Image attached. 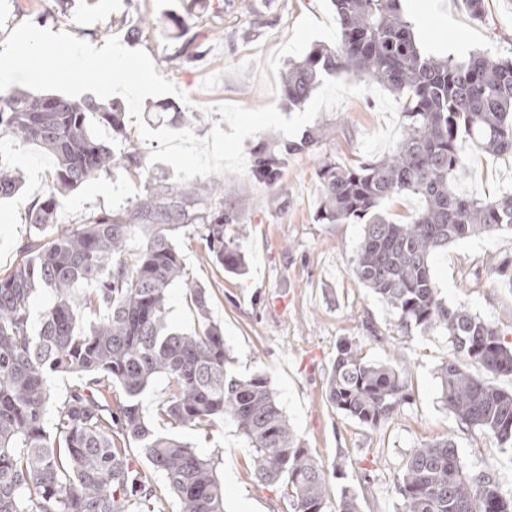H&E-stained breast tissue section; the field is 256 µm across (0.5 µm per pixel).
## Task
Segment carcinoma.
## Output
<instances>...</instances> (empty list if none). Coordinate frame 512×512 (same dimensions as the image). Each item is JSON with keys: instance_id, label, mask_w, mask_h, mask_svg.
<instances>
[{"instance_id": "obj_1", "label": "carcinoma", "mask_w": 512, "mask_h": 512, "mask_svg": "<svg viewBox=\"0 0 512 512\" xmlns=\"http://www.w3.org/2000/svg\"><path fill=\"white\" fill-rule=\"evenodd\" d=\"M333 5L336 47L288 62L284 100L298 107L321 77L352 75L394 96L403 133L382 158L322 162L317 219L363 225L352 274L395 312L402 331L447 332L451 358L438 372L441 402L461 423L512 452V391L460 364L465 359L512 375V345L490 323L446 305L430 264L453 241L512 231V193L476 198L454 188L467 169L466 147L493 157L512 154V59L488 51L463 60L423 53L400 0ZM90 113L123 135L117 105L22 91L0 96V135L55 159L51 191L28 207L32 234L18 246L21 259L0 275V512H153V490L131 462L133 444L163 475L179 512H224L216 466L177 434L155 430L143 414L142 397L159 375L170 384L159 415L171 428L233 421L252 449L258 483L280 485L293 512H328L325 466L300 443L269 378L230 369L223 330L210 316L209 290L184 279L176 240L188 226L197 228L214 263L233 274L246 269L240 246L224 240V210L197 207L199 196L178 185L149 184L130 208L83 224L56 223L61 197L118 167L140 165L137 152L118 156L96 137ZM320 138L315 129L277 152L259 151L253 176L275 181L284 155L308 152ZM21 186L19 173L0 162V199ZM403 194L418 197L421 206L408 220L395 221L382 204ZM494 274V282L512 288V259L497 264ZM178 282L198 317L192 333L167 324L169 289ZM43 288L54 299L35 327L31 302ZM82 313L95 320L79 324ZM52 374L79 379L59 403L47 384ZM114 385L124 394L119 402L112 400ZM325 394L336 410L373 428L409 397L396 360L370 361L346 339L336 347ZM396 491L404 512H512V498L502 496L491 472L463 471L449 436L408 453ZM334 512H362L358 496L342 491Z\"/></svg>"}]
</instances>
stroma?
<instances>
[{
  "label": "stroma",
  "mask_w": 512,
  "mask_h": 512,
  "mask_svg": "<svg viewBox=\"0 0 512 512\" xmlns=\"http://www.w3.org/2000/svg\"><path fill=\"white\" fill-rule=\"evenodd\" d=\"M242 13L239 0H63L61 11L48 16L43 0H0V42L26 22L52 32L66 31L92 46L110 37L126 48L144 50L158 73L177 91L145 100L143 119L150 129L183 130L181 113L201 112L194 126L205 137L220 118L217 105L246 108L273 105L283 116L281 77L289 60L316 47L334 45L338 26L331 0H253ZM422 51L437 57H463L484 49L512 57V0H486L482 18H473L464 0H401ZM154 25L137 41L129 29L142 18ZM184 23L195 62L177 55L180 40L166 37L173 22ZM123 137L104 126L99 137L115 154L138 149L142 167L87 182L62 197L61 224H81L92 215L129 206L152 182H174L173 168L151 162L158 141H144L134 117L124 119ZM322 137L311 152L286 156L277 180L265 183L252 173L212 174L186 181L200 191L223 182L224 193L207 199L232 218L225 240L240 244L245 274L235 275L213 264L204 240L193 229L177 240L188 281L209 288L211 315L224 331L233 372L268 376L277 400L298 438L326 466L332 497L341 489L364 492L363 512H402L395 485L403 459L423 443L452 437L466 471L495 474L501 493L512 496V455L495 439L466 428L440 399L438 368L450 355L442 329L426 335L404 334L391 309L351 273L361 238L358 224H325L316 217L320 195L316 171L323 160L360 164L364 135L385 126L372 94L347 99L340 107L320 111L312 123ZM0 157L24 181L20 194L0 200V271L19 262L17 248L31 232L29 203L46 194L54 167L51 155L37 146L0 139ZM458 192L485 197L512 191V155L496 158L472 154L467 172L457 179ZM512 258V232L454 241L432 259V273L444 302L465 307L491 323L512 341V288L491 282L493 266ZM344 339L358 342L373 361L400 354V368L410 397L402 411L379 428L364 426L332 408L325 380ZM182 438L216 464L227 487L225 512H292L282 489L264 486L252 475L251 450L231 421L207 429H185Z\"/></svg>",
  "instance_id": "obj_1"
}]
</instances>
